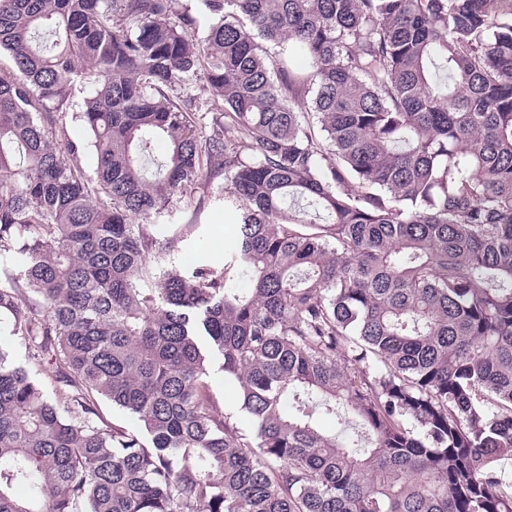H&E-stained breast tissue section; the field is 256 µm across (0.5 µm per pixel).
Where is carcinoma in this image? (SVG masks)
Listing matches in <instances>:
<instances>
[{
	"label": "carcinoma",
	"mask_w": 512,
	"mask_h": 512,
	"mask_svg": "<svg viewBox=\"0 0 512 512\" xmlns=\"http://www.w3.org/2000/svg\"><path fill=\"white\" fill-rule=\"evenodd\" d=\"M199 2L0 0V512H512V0ZM69 104L67 108V138L73 142L85 144L86 149L81 156L82 167L85 172L94 176L97 168V154L93 147L90 145V136L84 125L80 120L79 112H83L84 100L88 95V89L82 82L74 83L69 90ZM215 183H200L186 198L180 212L158 218L157 224H201V240L196 247L194 242L178 256L183 265H193L204 260L214 265H223L224 257L236 247L233 232L234 220L224 212V201L219 200L220 188ZM201 203V204H200ZM200 206V208H199ZM210 382L221 410L226 413H233L242 428L246 430L253 429L254 422L251 417L239 410L238 383L224 378V373L216 369L211 373Z\"/></svg>",
	"instance_id": "carcinoma-1"
}]
</instances>
